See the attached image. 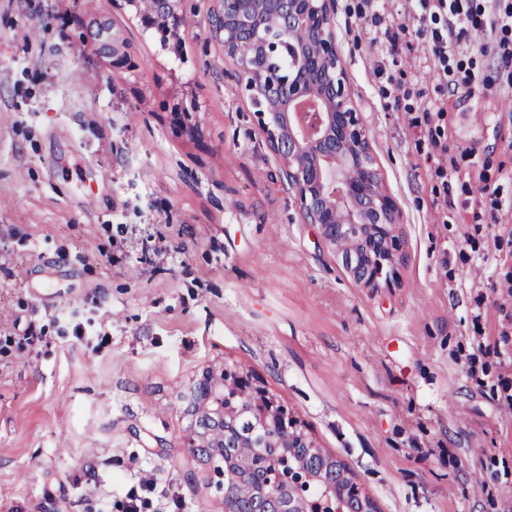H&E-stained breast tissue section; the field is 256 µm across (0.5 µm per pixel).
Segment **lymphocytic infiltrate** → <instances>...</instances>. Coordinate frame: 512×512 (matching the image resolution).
I'll return each instance as SVG.
<instances>
[{
	"instance_id": "lymphocytic-infiltrate-1",
	"label": "lymphocytic infiltrate",
	"mask_w": 512,
	"mask_h": 512,
	"mask_svg": "<svg viewBox=\"0 0 512 512\" xmlns=\"http://www.w3.org/2000/svg\"><path fill=\"white\" fill-rule=\"evenodd\" d=\"M364 28L371 34V44L385 45L389 55L399 53V46L408 32H416L429 50L431 60L441 63L443 75L448 76L449 91L466 88L468 92H494L495 86L484 77L465 72L462 80L451 79L450 61L463 52L471 33L481 34L483 52L503 60L512 59V44L505 34L512 32V0L506 6L491 8L476 0H413L403 18L387 20L378 0H368L360 16Z\"/></svg>"
}]
</instances>
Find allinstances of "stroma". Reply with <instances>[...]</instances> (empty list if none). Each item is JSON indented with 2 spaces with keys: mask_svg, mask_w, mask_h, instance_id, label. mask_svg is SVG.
Masks as SVG:
<instances>
[{
  "mask_svg": "<svg viewBox=\"0 0 512 512\" xmlns=\"http://www.w3.org/2000/svg\"><path fill=\"white\" fill-rule=\"evenodd\" d=\"M361 6L333 0L331 23L403 254L373 288L304 223L207 0H182L178 54L117 0H0V512H122L145 476L154 512H225L186 407L228 368L376 512L512 503L493 385L512 358V64L465 51L504 91L449 96L421 40L394 65L370 46ZM101 22L134 75L99 56ZM176 99L197 111L177 121Z\"/></svg>",
  "mask_w": 512,
  "mask_h": 512,
  "instance_id": "35a3bbf8",
  "label": "stroma"
}]
</instances>
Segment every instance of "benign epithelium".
<instances>
[{
  "mask_svg": "<svg viewBox=\"0 0 512 512\" xmlns=\"http://www.w3.org/2000/svg\"><path fill=\"white\" fill-rule=\"evenodd\" d=\"M207 17L211 37L258 91L257 115L270 149L280 157L300 204L306 224L319 227L324 243L341 254L345 271L358 283L375 286L384 270L401 258L395 234L400 213L380 189V176L366 137L362 119L350 102V94L334 47L330 23L331 0H209ZM135 9L143 31H157L163 44L174 40L187 24L181 0H124ZM305 28L311 38L295 48L299 69L288 70V84L270 85L261 61L279 39L283 27ZM99 51L112 71L138 69L135 51L118 33L98 25ZM235 380L248 395L246 408L229 413L217 398V389L197 387L195 401L205 402L208 422L219 428L224 419L246 417L249 434L262 447L275 442L290 451L312 448L313 441L278 399L254 385L246 373ZM224 472L227 512H234L236 489H251L253 512H313L311 486L336 498V512H344L351 500L362 502L360 512H374L372 502L346 474H336L324 459L307 454L295 459L283 473L275 468L265 480L252 482L251 463L232 457Z\"/></svg>",
  "mask_w": 512,
  "mask_h": 512,
  "instance_id": "benign-epithelium-1",
  "label": "benign epithelium"
}]
</instances>
